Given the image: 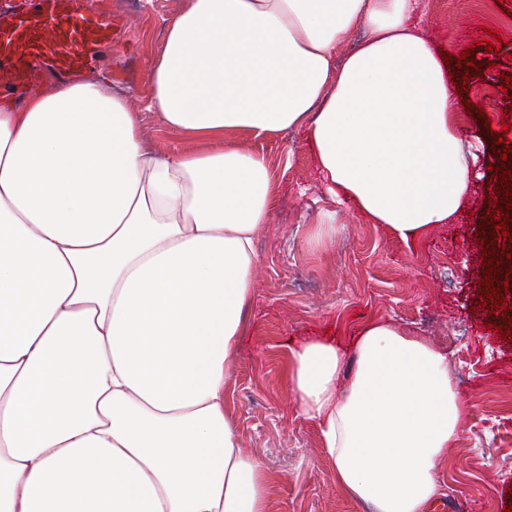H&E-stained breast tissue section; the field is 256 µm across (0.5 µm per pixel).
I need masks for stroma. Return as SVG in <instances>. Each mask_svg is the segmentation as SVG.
<instances>
[{
    "label": "stroma",
    "mask_w": 512,
    "mask_h": 512,
    "mask_svg": "<svg viewBox=\"0 0 512 512\" xmlns=\"http://www.w3.org/2000/svg\"><path fill=\"white\" fill-rule=\"evenodd\" d=\"M126 22L101 68L90 71L126 90L140 107L141 127L160 153L194 150L197 142L165 129L142 108L152 66L169 21L184 0H89ZM422 33L436 44L473 48L475 73L458 135L477 148L482 178L456 219L406 244L367 223L350 206H335L317 175L305 134L291 130L241 146L263 154L276 175V204L257 239L253 297L225 392L242 450L276 477L270 512H369L345 498L318 428L296 413L286 369L290 349L320 338L349 341L369 319H391L448 352L458 391L473 402L448 450L436 499L446 512H507L512 506V342L501 339L500 314L480 308L482 218L497 160L490 125L508 102L500 90L512 73V0H426ZM504 38L484 51L487 31ZM335 212L334 224L321 223Z\"/></svg>",
    "instance_id": "obj_1"
}]
</instances>
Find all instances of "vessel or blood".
I'll return each instance as SVG.
<instances>
[{
    "instance_id": "obj_1",
    "label": "vessel or blood",
    "mask_w": 512,
    "mask_h": 512,
    "mask_svg": "<svg viewBox=\"0 0 512 512\" xmlns=\"http://www.w3.org/2000/svg\"><path fill=\"white\" fill-rule=\"evenodd\" d=\"M123 29L121 19L87 10L84 0H27L0 12V95L37 86L48 68L64 78L95 66Z\"/></svg>"
}]
</instances>
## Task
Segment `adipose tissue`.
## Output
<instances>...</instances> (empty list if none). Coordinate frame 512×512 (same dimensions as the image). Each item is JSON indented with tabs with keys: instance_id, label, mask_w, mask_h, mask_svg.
I'll use <instances>...</instances> for the list:
<instances>
[{
	"instance_id": "adipose-tissue-1",
	"label": "adipose tissue",
	"mask_w": 512,
	"mask_h": 512,
	"mask_svg": "<svg viewBox=\"0 0 512 512\" xmlns=\"http://www.w3.org/2000/svg\"><path fill=\"white\" fill-rule=\"evenodd\" d=\"M420 0H185L146 108L199 142L164 155L109 84L0 99V512H269L224 387L275 205L253 137L303 130L333 203L397 239L471 193L458 85ZM363 41L336 51L353 27ZM291 349L296 410L338 488L426 512L472 403L447 354L390 320Z\"/></svg>"
}]
</instances>
